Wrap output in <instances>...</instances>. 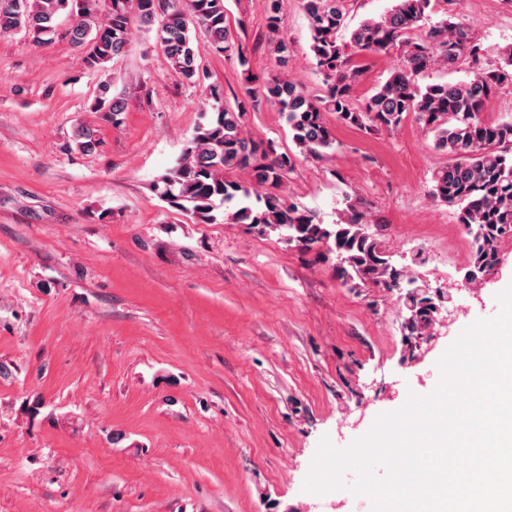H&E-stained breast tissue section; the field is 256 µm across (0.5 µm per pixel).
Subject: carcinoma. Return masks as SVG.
<instances>
[{"label":"carcinoma","instance_id":"obj_1","mask_svg":"<svg viewBox=\"0 0 512 512\" xmlns=\"http://www.w3.org/2000/svg\"><path fill=\"white\" fill-rule=\"evenodd\" d=\"M69 0H0V37L25 31L47 32L57 27L58 15ZM432 0H393L380 18L361 21L347 30L343 0H304L311 31L310 50L322 78L323 94L311 96L295 84L273 76L247 87L234 108L218 110L198 125L175 165L155 185L172 206L204 223L214 211L238 201L231 220L261 234L286 232L288 244L305 250L319 245L334 248L336 273L344 284L358 288L372 283L400 292L407 315L400 335L416 342L428 335L438 317L436 294L415 285L407 268L390 263L376 234L369 232L366 214L348 201L334 224H325L313 211L275 193L292 169L286 153L273 143L262 144L244 132L247 108L262 103L278 107L300 152L319 158L336 143L326 115L336 122L367 132L394 130L412 115L435 133V149L448 155V165L434 172L433 198L455 208L457 223L471 237L466 269L475 283L500 261V245L512 237V120L481 118L487 102L501 87L512 84V46L503 49L494 66L481 67L485 53L480 40L464 22L449 15L432 21ZM158 24L157 39L172 74L187 84L200 81L191 32L204 31L218 54L236 56L249 70L243 43H235L225 26L224 0H81L78 20L64 37L76 46L95 42L85 63L99 70L126 51L132 22ZM267 30L275 43L279 66L290 59L288 41L279 37L280 0H268ZM349 31V39L342 32ZM400 51L399 66L362 103L354 102V88L364 64L357 57ZM476 64L472 76L456 83L421 85L419 78L435 65L455 68L461 61ZM96 107L117 117L123 99L111 85L99 87ZM76 149L92 152L98 146L94 130L79 127ZM243 169L252 184L224 179V171Z\"/></svg>","mask_w":512,"mask_h":512}]
</instances>
